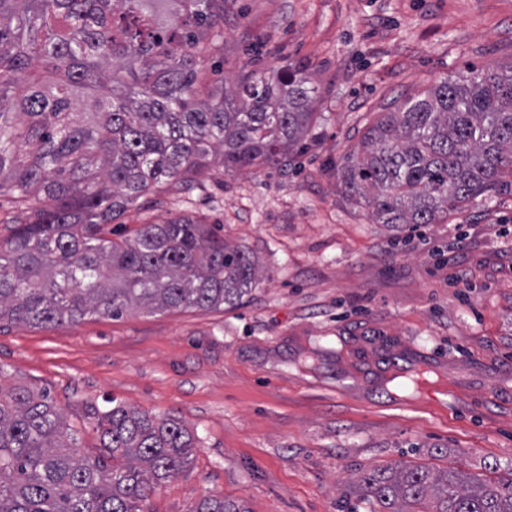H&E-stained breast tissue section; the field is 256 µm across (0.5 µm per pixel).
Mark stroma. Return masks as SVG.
I'll list each match as a JSON object with an SVG mask.
<instances>
[{"label": "stroma", "mask_w": 512, "mask_h": 512, "mask_svg": "<svg viewBox=\"0 0 512 512\" xmlns=\"http://www.w3.org/2000/svg\"><path fill=\"white\" fill-rule=\"evenodd\" d=\"M512 61V0H225L215 89L307 65V149L284 169L146 194L113 239L190 216L246 250L260 277L221 310L131 311L38 327L0 322L8 383L49 389L85 454L86 405L113 398L196 433L190 468L143 501L192 512L206 495L249 512H338L358 477L401 460L512 473V192L437 224H377L336 165L376 113L444 77ZM467 269L469 288L450 268Z\"/></svg>", "instance_id": "35a3bbf8"}]
</instances>
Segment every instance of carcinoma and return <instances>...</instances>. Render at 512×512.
<instances>
[{"mask_svg":"<svg viewBox=\"0 0 512 512\" xmlns=\"http://www.w3.org/2000/svg\"><path fill=\"white\" fill-rule=\"evenodd\" d=\"M222 26L224 0H0V194L24 210L42 203L0 244V321L219 309L249 295L251 255L196 220L118 241L104 232L216 152L229 175L286 167L306 148L316 99L306 67L207 90L203 58ZM336 171L378 224H437L512 190V64L447 77L378 113ZM85 415L104 456L82 453L50 391L0 385V512H142L198 448L178 419L113 398ZM487 470L471 482L451 466L374 469L352 512H512V477ZM193 512L247 510L208 495Z\"/></svg>","mask_w":512,"mask_h":512,"instance_id":"cac0c4a2","label":"carcinoma"}]
</instances>
